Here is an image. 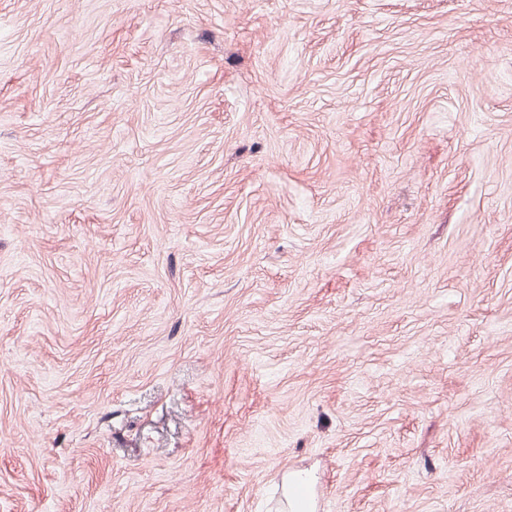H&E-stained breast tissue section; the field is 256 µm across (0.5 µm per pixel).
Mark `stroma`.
I'll return each instance as SVG.
<instances>
[{
  "label": "stroma",
  "mask_w": 512,
  "mask_h": 512,
  "mask_svg": "<svg viewBox=\"0 0 512 512\" xmlns=\"http://www.w3.org/2000/svg\"><path fill=\"white\" fill-rule=\"evenodd\" d=\"M512 512V0H0V512Z\"/></svg>",
  "instance_id": "stroma-1"
}]
</instances>
